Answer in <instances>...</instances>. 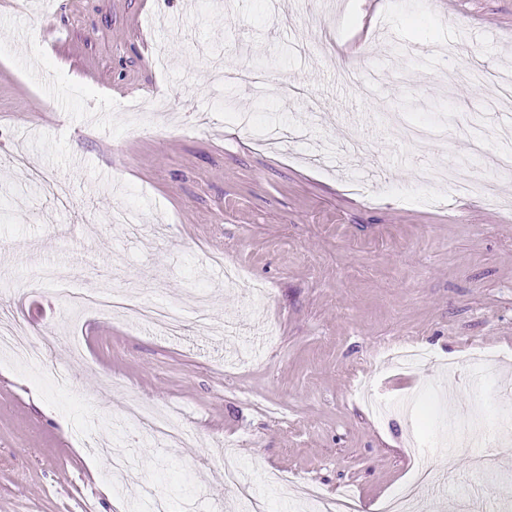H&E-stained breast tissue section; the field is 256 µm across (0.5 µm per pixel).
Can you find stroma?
I'll list each match as a JSON object with an SVG mask.
<instances>
[{"label": "stroma", "mask_w": 512, "mask_h": 512, "mask_svg": "<svg viewBox=\"0 0 512 512\" xmlns=\"http://www.w3.org/2000/svg\"><path fill=\"white\" fill-rule=\"evenodd\" d=\"M467 56L512 69V0H0V306L69 378L0 356V512H149L152 492L237 512L229 462L266 512H304L312 486L377 512L414 481L411 442L441 480L423 512H472L461 484L512 502V462L487 481L474 447L442 441L475 400L486 429L512 418V179L492 203L437 177L469 155L471 117L492 139L504 121L492 85L452 82ZM157 94L170 114L127 111ZM442 120L444 142L396 134ZM216 254L266 295L225 290ZM49 267L184 304L180 335L73 315ZM404 344L430 362L398 368ZM451 360L474 385L443 408ZM365 386L417 403L381 420ZM133 395L181 414L195 447L116 431Z\"/></svg>", "instance_id": "obj_1"}]
</instances>
